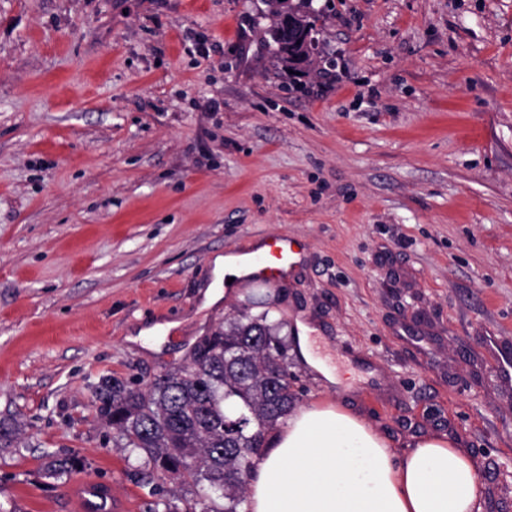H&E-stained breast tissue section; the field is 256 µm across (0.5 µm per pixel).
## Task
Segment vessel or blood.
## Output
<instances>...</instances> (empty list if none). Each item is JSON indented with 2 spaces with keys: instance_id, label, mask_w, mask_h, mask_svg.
Instances as JSON below:
<instances>
[{
  "instance_id": "b4317fda",
  "label": "vessel or blood",
  "mask_w": 512,
  "mask_h": 512,
  "mask_svg": "<svg viewBox=\"0 0 512 512\" xmlns=\"http://www.w3.org/2000/svg\"><path fill=\"white\" fill-rule=\"evenodd\" d=\"M304 245L298 239L285 235H271L249 252L247 281L276 284L292 276L297 270ZM485 350L489 356L492 374L502 382L512 380V351L501 347L495 336H487ZM76 512H93L96 500L108 502L111 512H126L128 505L112 500L109 487L103 482L77 485L73 494Z\"/></svg>"
}]
</instances>
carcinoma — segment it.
<instances>
[{
	"label": "carcinoma",
	"instance_id": "obj_1",
	"mask_svg": "<svg viewBox=\"0 0 512 512\" xmlns=\"http://www.w3.org/2000/svg\"><path fill=\"white\" fill-rule=\"evenodd\" d=\"M299 43L290 45L269 28L279 63L308 70L318 48L320 12L312 0L291 4ZM282 323L245 307L201 338L189 361L150 382L100 378L93 391L99 420L116 429L122 447L143 460L141 478L159 498L148 512H247L246 490L255 462L267 451L268 434L297 401ZM84 462L48 455L42 471L60 478ZM196 489L193 499L164 495L166 482Z\"/></svg>",
	"mask_w": 512,
	"mask_h": 512
}]
</instances>
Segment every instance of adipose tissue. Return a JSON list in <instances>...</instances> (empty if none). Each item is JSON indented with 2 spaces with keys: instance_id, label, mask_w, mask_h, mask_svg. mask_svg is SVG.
<instances>
[{
  "instance_id": "1",
  "label": "adipose tissue",
  "mask_w": 512,
  "mask_h": 512,
  "mask_svg": "<svg viewBox=\"0 0 512 512\" xmlns=\"http://www.w3.org/2000/svg\"><path fill=\"white\" fill-rule=\"evenodd\" d=\"M268 444L249 512H482L484 485L454 442L428 437L396 456L338 402L297 410Z\"/></svg>"
}]
</instances>
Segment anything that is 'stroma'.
<instances>
[{
  "label": "stroma",
  "mask_w": 512,
  "mask_h": 512,
  "mask_svg": "<svg viewBox=\"0 0 512 512\" xmlns=\"http://www.w3.org/2000/svg\"><path fill=\"white\" fill-rule=\"evenodd\" d=\"M336 67L273 61L260 0H0V512L153 485L95 417L243 306L314 328L299 406L346 400L396 456L450 437L512 512V0H313ZM285 234L295 276L205 304L213 259ZM84 470L45 477L42 457ZM299 326L301 331L298 333L296 338L300 346L301 355L306 363L319 372L329 384L350 386L348 381L353 380V378L349 376V372H347L348 375L345 376L336 373V369L330 366L315 352L316 341L312 336H310V333L314 330L305 325L299 324ZM485 350L489 356V366L492 374L500 382L512 380V351L501 347L496 336L485 337Z\"/></svg>",
  "instance_id": "stroma-1"
}]
</instances>
